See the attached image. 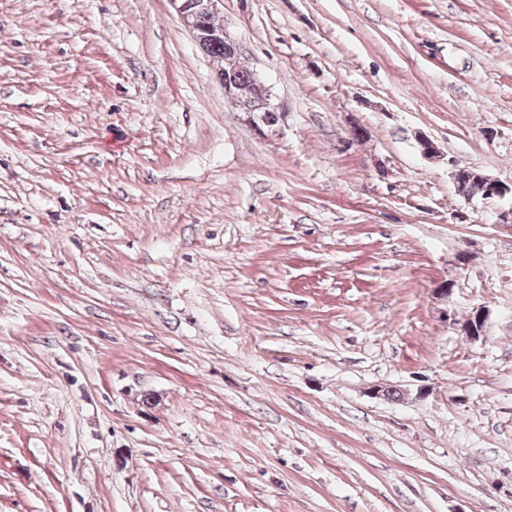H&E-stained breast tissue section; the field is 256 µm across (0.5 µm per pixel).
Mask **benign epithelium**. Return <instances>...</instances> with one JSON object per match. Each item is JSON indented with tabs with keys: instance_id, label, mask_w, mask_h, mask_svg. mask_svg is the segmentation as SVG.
Instances as JSON below:
<instances>
[{
	"instance_id": "1",
	"label": "benign epithelium",
	"mask_w": 512,
	"mask_h": 512,
	"mask_svg": "<svg viewBox=\"0 0 512 512\" xmlns=\"http://www.w3.org/2000/svg\"><path fill=\"white\" fill-rule=\"evenodd\" d=\"M169 2L200 47H205L210 41H224L226 66L223 71L217 73V79L224 88V97L229 99L238 111L248 114L276 112L281 116L285 115L287 112L285 103L276 96L271 87L265 85L256 73L253 74V78L261 93V102L254 104L244 97V92L240 90L235 77V61L240 55L239 47L226 29H211L202 25V18L219 13L218 5L223 0H169ZM483 181L485 183L484 198H512V186L486 175L483 176ZM485 320L484 313L480 311L462 325V330L471 339L484 336L486 335Z\"/></svg>"
}]
</instances>
